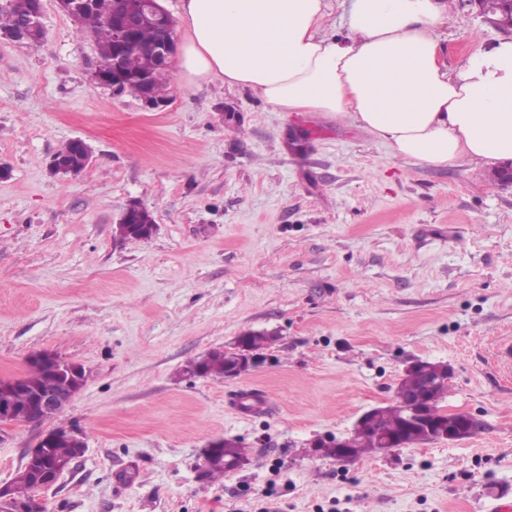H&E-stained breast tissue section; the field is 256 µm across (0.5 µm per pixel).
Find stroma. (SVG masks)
Masks as SVG:
<instances>
[{
    "label": "stroma",
    "instance_id": "1",
    "mask_svg": "<svg viewBox=\"0 0 512 512\" xmlns=\"http://www.w3.org/2000/svg\"><path fill=\"white\" fill-rule=\"evenodd\" d=\"M43 23L41 45L0 40V378L40 350L87 376L57 418L0 429V485L63 426L87 450L42 490L48 512H485L512 496V378L492 358L512 337V188L176 67L171 104L145 111L90 81L95 44L57 0ZM439 33L452 70L512 38L472 0H450ZM77 138L89 166L52 174ZM134 202L156 229L118 239ZM250 331L275 339L248 372L187 374ZM415 359L448 365L444 405L479 433L352 463L315 452L391 404ZM258 394L267 410L238 412ZM227 437L248 464L199 479Z\"/></svg>",
    "mask_w": 512,
    "mask_h": 512
}]
</instances>
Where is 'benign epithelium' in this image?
<instances>
[{
  "mask_svg": "<svg viewBox=\"0 0 512 512\" xmlns=\"http://www.w3.org/2000/svg\"><path fill=\"white\" fill-rule=\"evenodd\" d=\"M163 13L164 10L158 5V0H139L135 8L124 12L120 18L111 20L114 46L112 62L107 65L97 59L93 60L88 71L90 80L96 85L112 89V94L116 96L125 92L136 95L148 110L155 111L167 107L171 100L170 91L153 87L146 78L127 79L123 69L124 52L135 46L134 31L149 18ZM29 30H44L42 0H32L31 10L25 16L20 28L3 31L0 35L19 42ZM173 52L174 45L171 37L158 45L156 54L162 67L166 69L171 67ZM137 217L142 224L155 223L150 211L138 204H132L116 224L117 236L126 237L127 225L134 223ZM29 362L44 366L54 375L55 385L49 390L35 392L32 396V406L28 410L22 411L9 404H1L0 426L24 425L57 417L72 402L86 377V372L80 364L63 360L47 351L33 354ZM401 406L407 414V419L419 425V431L429 442L454 443L481 429V422L467 412L452 413L456 418V426L444 428L428 418L422 406L413 398L401 399ZM58 439H66L78 445L75 454L77 458L86 451L84 437L75 430L57 428L43 435L35 447L29 449L25 455V465L31 467L39 476L42 489L55 484L69 469V465L46 453L49 444ZM43 510L44 502L41 498L35 496L22 500L13 492L12 485H0V512H43Z\"/></svg>",
  "mask_w": 512,
  "mask_h": 512,
  "instance_id": "1",
  "label": "benign epithelium"
}]
</instances>
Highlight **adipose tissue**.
I'll return each instance as SVG.
<instances>
[{
  "mask_svg": "<svg viewBox=\"0 0 512 512\" xmlns=\"http://www.w3.org/2000/svg\"><path fill=\"white\" fill-rule=\"evenodd\" d=\"M331 8L330 0H183L180 70L288 112L348 118L408 163L512 159V40L452 71L437 33L448 0H350L342 36L322 32Z\"/></svg>",
  "mask_w": 512,
  "mask_h": 512,
  "instance_id": "1",
  "label": "adipose tissue"
}]
</instances>
